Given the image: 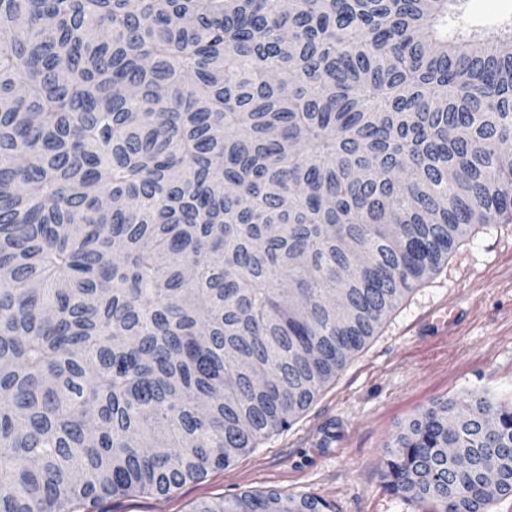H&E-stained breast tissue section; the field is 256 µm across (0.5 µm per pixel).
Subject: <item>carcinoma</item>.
Listing matches in <instances>:
<instances>
[{
    "mask_svg": "<svg viewBox=\"0 0 512 512\" xmlns=\"http://www.w3.org/2000/svg\"><path fill=\"white\" fill-rule=\"evenodd\" d=\"M463 4L0 0V512L231 466L512 221V16ZM386 455L392 491L483 512L512 404L440 401ZM461 24L474 29H491L512 14V0H465Z\"/></svg>",
    "mask_w": 512,
    "mask_h": 512,
    "instance_id": "cac0c4a2",
    "label": "carcinoma"
}]
</instances>
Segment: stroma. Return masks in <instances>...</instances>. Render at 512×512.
I'll use <instances>...</instances> for the list:
<instances>
[{
    "instance_id": "obj_1",
    "label": "stroma",
    "mask_w": 512,
    "mask_h": 512,
    "mask_svg": "<svg viewBox=\"0 0 512 512\" xmlns=\"http://www.w3.org/2000/svg\"><path fill=\"white\" fill-rule=\"evenodd\" d=\"M512 0H465L461 24L493 28ZM472 394L512 403V222L488 224L415 288L285 431L164 496L109 497L93 512H194L246 493H310L331 512H434L391 491L386 446L412 419Z\"/></svg>"
}]
</instances>
